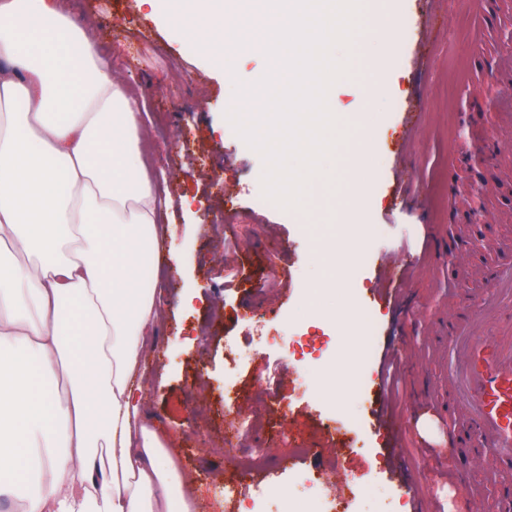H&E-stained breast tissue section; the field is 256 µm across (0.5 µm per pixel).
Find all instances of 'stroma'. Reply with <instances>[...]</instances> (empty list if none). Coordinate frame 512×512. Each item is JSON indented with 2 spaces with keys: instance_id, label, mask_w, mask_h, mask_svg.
<instances>
[{
  "instance_id": "stroma-1",
  "label": "stroma",
  "mask_w": 512,
  "mask_h": 512,
  "mask_svg": "<svg viewBox=\"0 0 512 512\" xmlns=\"http://www.w3.org/2000/svg\"><path fill=\"white\" fill-rule=\"evenodd\" d=\"M491 2L482 16L465 0H403L378 93L337 91L341 104L374 112L377 154L358 210L366 241L343 283L357 309L330 322L304 312L322 273L311 229L263 198V161L225 117L235 97L224 67L238 63L245 76L268 66L258 39L245 35L218 60L195 44L199 21L159 20L141 0H60L90 27L113 79L142 111L143 159L171 200L162 315L140 413L173 435L170 450L199 490L197 512H225L224 487L236 477L226 453L228 384L236 411L255 422L247 446L269 449L273 462L253 477L263 494L245 500V512H323L328 495L349 512H483L484 496L451 495L440 473L450 448L441 365L479 265L512 240V152L503 146L512 130L484 137L505 80L501 62L512 57V0ZM452 237L477 246L460 262L438 256ZM397 267L407 270L402 311L377 296ZM401 316L408 331L394 421L383 424L374 416L377 386ZM267 318L277 339L261 345L253 329ZM428 390L436 403H419ZM297 442L319 449V461L295 455ZM405 477L418 495L402 489Z\"/></svg>"
}]
</instances>
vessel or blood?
I'll list each match as a JSON object with an SVG mask.
<instances>
[{
  "label": "vessel or blood",
  "mask_w": 512,
  "mask_h": 512,
  "mask_svg": "<svg viewBox=\"0 0 512 512\" xmlns=\"http://www.w3.org/2000/svg\"><path fill=\"white\" fill-rule=\"evenodd\" d=\"M449 344L448 385L461 405L448 431L450 475L462 492H472L470 460L478 449L493 448L502 465L487 470L482 485H502L512 463V266L489 267L483 291Z\"/></svg>",
  "instance_id": "vessel-or-blood-1"
}]
</instances>
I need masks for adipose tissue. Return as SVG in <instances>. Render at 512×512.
I'll return each instance as SVG.
<instances>
[{"label": "adipose tissue", "mask_w": 512, "mask_h": 512, "mask_svg": "<svg viewBox=\"0 0 512 512\" xmlns=\"http://www.w3.org/2000/svg\"><path fill=\"white\" fill-rule=\"evenodd\" d=\"M57 0H0V497L26 512H192L139 422L167 229L143 114ZM63 369L66 396L47 385Z\"/></svg>", "instance_id": "adipose-tissue-1"}]
</instances>
